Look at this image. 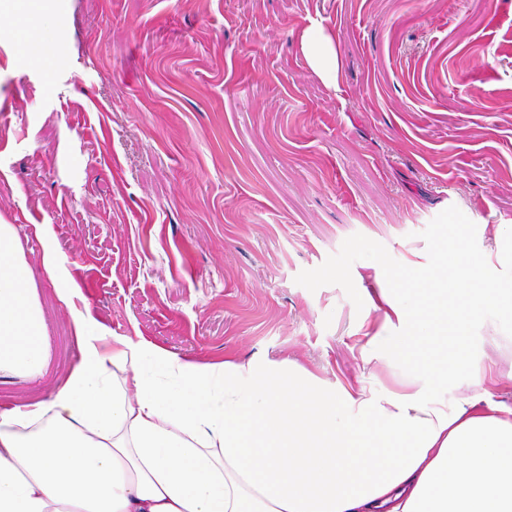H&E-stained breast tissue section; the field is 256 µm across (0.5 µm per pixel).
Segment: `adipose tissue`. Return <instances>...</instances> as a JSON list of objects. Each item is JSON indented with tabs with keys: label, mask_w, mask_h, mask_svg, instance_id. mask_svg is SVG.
I'll use <instances>...</instances> for the list:
<instances>
[{
	"label": "adipose tissue",
	"mask_w": 512,
	"mask_h": 512,
	"mask_svg": "<svg viewBox=\"0 0 512 512\" xmlns=\"http://www.w3.org/2000/svg\"><path fill=\"white\" fill-rule=\"evenodd\" d=\"M52 9L0 12L47 74ZM43 267L80 352L47 398L0 406V512H512V406L447 399L486 377L473 324L512 334V280L462 251L440 248L372 299L383 323L368 345L404 361L381 395L328 391L288 361L200 363L111 335L76 306L53 247ZM47 356L24 250L1 223L0 377H37Z\"/></svg>",
	"instance_id": "ef3b65f1"
}]
</instances>
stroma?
<instances>
[{
    "instance_id": "1",
    "label": "stroma",
    "mask_w": 512,
    "mask_h": 512,
    "mask_svg": "<svg viewBox=\"0 0 512 512\" xmlns=\"http://www.w3.org/2000/svg\"><path fill=\"white\" fill-rule=\"evenodd\" d=\"M45 76L0 31V219L42 310L45 398L79 350L42 266L111 334L198 362H298L328 388L390 387L368 297L454 246L512 278V0H64ZM330 40L316 70L306 35ZM512 405V337L473 327Z\"/></svg>"
}]
</instances>
